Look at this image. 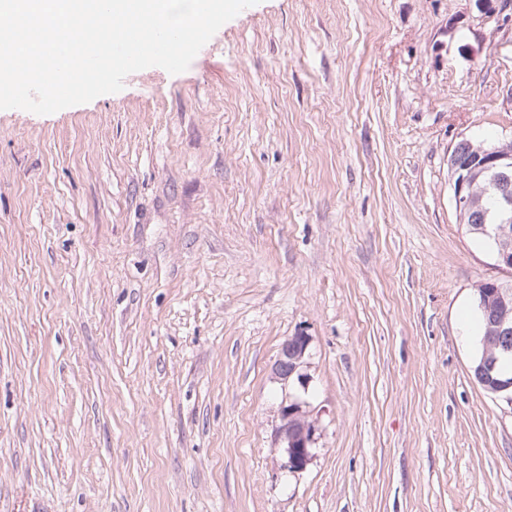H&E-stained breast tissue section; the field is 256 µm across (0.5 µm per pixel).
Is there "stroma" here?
Returning <instances> with one entry per match:
<instances>
[{"label": "stroma", "instance_id": "stroma-1", "mask_svg": "<svg viewBox=\"0 0 512 512\" xmlns=\"http://www.w3.org/2000/svg\"><path fill=\"white\" fill-rule=\"evenodd\" d=\"M512 139L474 0H259L187 71L0 110V512H512L448 151ZM316 456L280 471L281 343ZM311 338L303 333L289 336L281 344L279 354L272 367L274 378L284 389L298 384L304 391L306 388L308 359L311 356Z\"/></svg>", "mask_w": 512, "mask_h": 512}]
</instances>
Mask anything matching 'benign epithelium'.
I'll return each instance as SVG.
<instances>
[{
	"label": "benign epithelium",
	"instance_id": "7a95c632",
	"mask_svg": "<svg viewBox=\"0 0 512 512\" xmlns=\"http://www.w3.org/2000/svg\"><path fill=\"white\" fill-rule=\"evenodd\" d=\"M508 0H477L482 23L499 26ZM492 178L499 191L501 218L497 224H477L471 230L494 240L497 265L512 270V146L486 148L461 139L448 151V180L453 192L456 218L470 223L476 207L474 186ZM482 307L489 319L487 349L479 367V377L493 384L492 391L504 394L512 404V379L493 377L499 356L512 352V288L496 280L482 282ZM311 338L303 333L288 337L281 344L272 367L274 378L283 387L306 388ZM318 420L310 403L301 395L288 394L282 400L274 440L281 449V469L290 474L304 471L315 453Z\"/></svg>",
	"mask_w": 512,
	"mask_h": 512
}]
</instances>
